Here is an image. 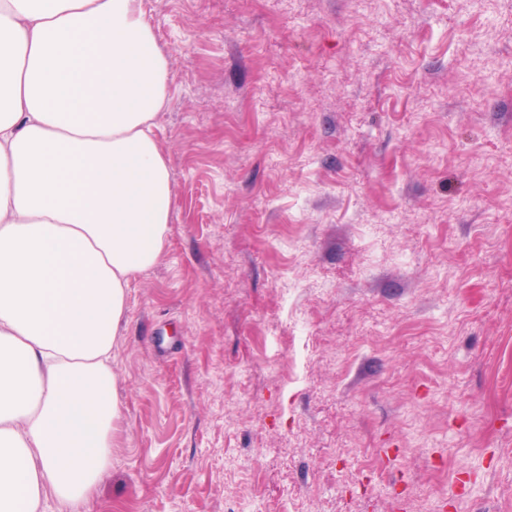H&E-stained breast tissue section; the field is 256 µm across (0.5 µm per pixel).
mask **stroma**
Instances as JSON below:
<instances>
[{
    "instance_id": "stroma-1",
    "label": "stroma",
    "mask_w": 512,
    "mask_h": 512,
    "mask_svg": "<svg viewBox=\"0 0 512 512\" xmlns=\"http://www.w3.org/2000/svg\"><path fill=\"white\" fill-rule=\"evenodd\" d=\"M174 206L78 512H512V0H143Z\"/></svg>"
}]
</instances>
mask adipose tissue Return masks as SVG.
Masks as SVG:
<instances>
[{"label":"adipose tissue","instance_id":"adipose-tissue-1","mask_svg":"<svg viewBox=\"0 0 512 512\" xmlns=\"http://www.w3.org/2000/svg\"><path fill=\"white\" fill-rule=\"evenodd\" d=\"M169 75L143 0H0V512H70L111 464L126 288L168 242Z\"/></svg>","mask_w":512,"mask_h":512}]
</instances>
